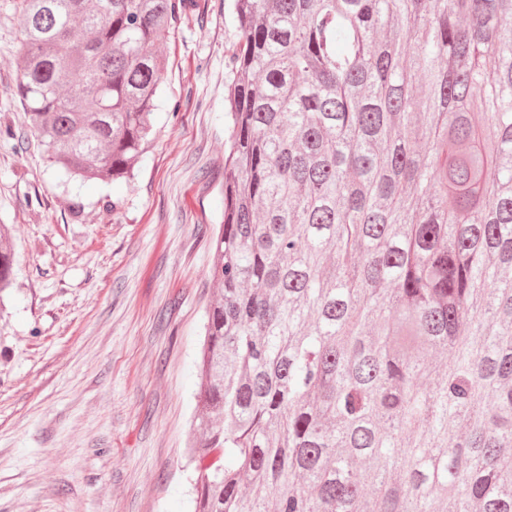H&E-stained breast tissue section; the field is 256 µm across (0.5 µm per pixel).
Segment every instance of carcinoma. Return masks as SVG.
Returning a JSON list of instances; mask_svg holds the SVG:
<instances>
[{"mask_svg":"<svg viewBox=\"0 0 512 512\" xmlns=\"http://www.w3.org/2000/svg\"><path fill=\"white\" fill-rule=\"evenodd\" d=\"M15 4L30 135L130 181L200 0ZM234 10L194 512H512V0Z\"/></svg>","mask_w":512,"mask_h":512,"instance_id":"1","label":"carcinoma"}]
</instances>
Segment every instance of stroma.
Returning a JSON list of instances; mask_svg holds the SVG:
<instances>
[{
	"label": "stroma",
	"instance_id": "1",
	"mask_svg": "<svg viewBox=\"0 0 512 512\" xmlns=\"http://www.w3.org/2000/svg\"><path fill=\"white\" fill-rule=\"evenodd\" d=\"M231 0L164 48L156 134L130 184L65 181L15 94L21 33L0 0V512H191L210 238L224 220ZM14 253L5 234L0 232V293L12 280Z\"/></svg>",
	"mask_w": 512,
	"mask_h": 512
}]
</instances>
